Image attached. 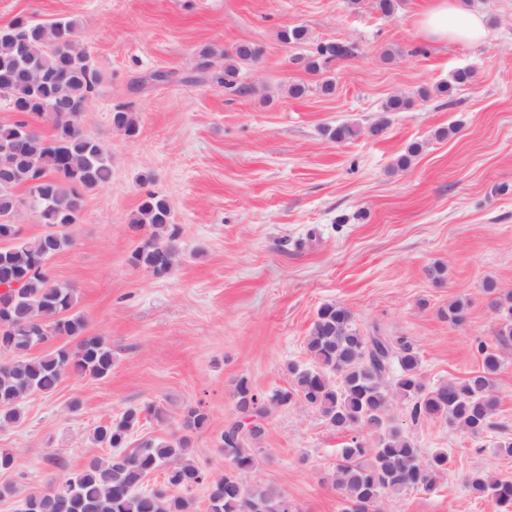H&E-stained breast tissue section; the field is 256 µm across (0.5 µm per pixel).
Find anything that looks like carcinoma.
I'll return each instance as SVG.
<instances>
[{"instance_id":"1","label":"carcinoma","mask_w":512,"mask_h":512,"mask_svg":"<svg viewBox=\"0 0 512 512\" xmlns=\"http://www.w3.org/2000/svg\"><path fill=\"white\" fill-rule=\"evenodd\" d=\"M73 18L52 22L18 20L0 29V99L22 119L0 123V283L18 287L0 293V352L11 358L0 363V418L14 421L15 405L27 394H49L64 374L102 380L112 372V348L102 336L88 334L84 318L72 314L75 289L55 282L49 261L69 247V228L78 223L82 191L107 184L112 161L100 141L85 135L80 118L90 95L100 83V72L90 54L76 39ZM260 48L240 45L212 81L241 95L252 90L240 74L239 64L255 61ZM352 55L349 46L322 42L306 57L307 69L322 72L337 59ZM472 74L459 70L451 83L432 92L445 93L468 83ZM45 119L51 134L43 135L33 121ZM113 125L133 136L134 116L124 110L112 113ZM331 141L343 142L359 135L349 124L328 127ZM25 189V196L17 190ZM33 210L45 231L24 238L15 216L20 207ZM144 229V238L131 254V263L156 276L172 273L179 257V233L172 223L167 198L147 193L132 219ZM501 315L494 343H480L482 370L460 381L428 388L422 382L420 358L412 345L373 329L364 334L351 312L336 304L321 306L307 336L312 365L288 366L294 385L271 393L257 391L241 378L235 385L237 410L243 416L222 431L219 451L224 455V475L215 480L190 455L192 434L207 428L209 415L200 406L183 415L182 432L167 440L150 439L124 452L128 437L145 417L162 419L159 408L147 405L127 409L119 422L94 430V440L116 453L94 457L78 471L65 474L43 492L25 498V512H195L192 491L204 486L208 512H290L288 500L272 486L249 484L244 475L260 467L253 445L265 433L264 420L277 408L302 400L321 412L339 431L351 433L338 450L334 486L347 504L344 512H367V505L389 493L410 488H430L448 472V451L439 449L423 458L408 436L391 424L392 399L413 401L410 415L441 417L448 424L478 436L492 427L498 400L494 381L501 361L499 349L512 346V294L492 300ZM467 305L448 304L446 317L454 325L465 321ZM63 341L54 350L31 356L30 351L49 339ZM75 339L77 343L69 344ZM371 426L378 434L373 446L355 435ZM161 469V485L143 489L148 475ZM471 490L490 496L499 512H512V481L475 473Z\"/></svg>"}]
</instances>
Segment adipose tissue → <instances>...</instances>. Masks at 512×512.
<instances>
[{"label": "adipose tissue", "instance_id": "1", "mask_svg": "<svg viewBox=\"0 0 512 512\" xmlns=\"http://www.w3.org/2000/svg\"><path fill=\"white\" fill-rule=\"evenodd\" d=\"M419 25L428 34L460 44L479 42L487 34L485 15L469 9L465 0H432Z\"/></svg>", "mask_w": 512, "mask_h": 512}]
</instances>
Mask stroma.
Returning <instances> with one entry per match:
<instances>
[{"instance_id": "1", "label": "stroma", "mask_w": 512, "mask_h": 512, "mask_svg": "<svg viewBox=\"0 0 512 512\" xmlns=\"http://www.w3.org/2000/svg\"><path fill=\"white\" fill-rule=\"evenodd\" d=\"M430 2L400 0L387 17L374 0H0V27L77 20L101 74L80 126L112 157L111 182L84 191L73 244L49 262L75 287L89 332L110 344L112 372L65 375L54 393L22 400L17 420L0 421V448L15 455L0 473L13 488L0 512L109 456L95 428L147 404L164 418L142 420L129 449L178 433L199 404L209 425L191 454L221 477L217 438L240 419L238 379L263 392L290 387L288 367L308 363L306 339L327 303L347 308L362 332L410 341L426 386L480 369L478 345L498 324L484 285L512 293V0H469L489 27L472 46L419 30ZM297 25L308 41L282 42ZM323 41L353 49L327 71L331 95L302 62ZM241 44L261 50L242 67L248 95L212 81ZM459 70L472 79L452 96L418 98ZM156 71L168 80L151 81ZM293 84L306 93L290 96ZM394 95L411 106L385 111ZM121 108L137 118L135 136L113 126ZM344 123L359 136L325 138ZM413 144L419 152L399 168ZM149 192L169 199L180 229L178 267L161 277L130 262L141 241L131 220ZM438 263L439 281L428 273ZM458 297L467 316L454 325L443 312ZM500 358L501 404L480 436L439 417L412 420L411 401H396L394 425L422 455L443 448L452 463L434 489L390 494L383 512H497L467 480H512V456L499 449L512 439V347ZM347 439L316 409L273 410L254 477L290 512H342L333 479Z\"/></svg>"}]
</instances>
